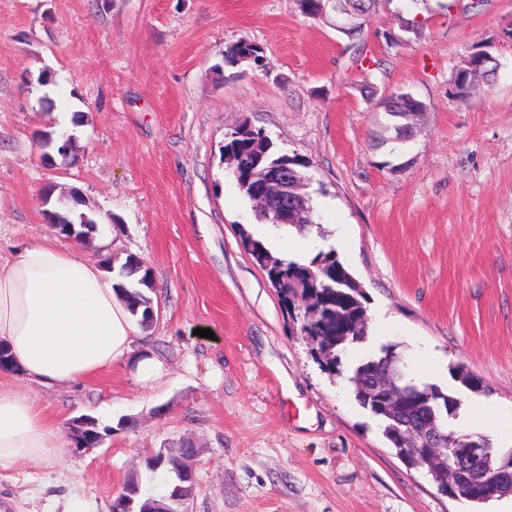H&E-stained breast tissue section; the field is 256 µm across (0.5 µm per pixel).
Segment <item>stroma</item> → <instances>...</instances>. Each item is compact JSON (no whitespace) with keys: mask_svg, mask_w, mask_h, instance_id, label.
Returning <instances> with one entry per match:
<instances>
[{"mask_svg":"<svg viewBox=\"0 0 512 512\" xmlns=\"http://www.w3.org/2000/svg\"><path fill=\"white\" fill-rule=\"evenodd\" d=\"M343 20L334 0L317 18L298 0H0V262L49 234L44 184L78 189L98 221L85 256L150 270L158 315L133 352L164 366L150 382L122 364L62 389L11 379L59 423L90 415L115 430L0 477V512H64L71 497L109 512L139 455L187 439L186 512H471L312 360L241 242L240 229L267 227L222 146L247 121L305 163L321 232L298 261L335 247L346 223L337 256L365 291L369 336L343 367L392 343L413 374L431 347V383L490 403L503 426L491 442L512 448V0H381L357 41ZM241 41L261 47L262 67L225 66ZM482 45L497 72L459 96L456 74ZM393 91L425 107L395 153L376 104ZM44 132L76 137L72 165L46 158Z\"/></svg>","mask_w":512,"mask_h":512,"instance_id":"1","label":"stroma"}]
</instances>
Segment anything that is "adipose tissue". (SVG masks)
Returning <instances> with one entry per match:
<instances>
[{"instance_id": "ef3b65f1", "label": "adipose tissue", "mask_w": 512, "mask_h": 512, "mask_svg": "<svg viewBox=\"0 0 512 512\" xmlns=\"http://www.w3.org/2000/svg\"><path fill=\"white\" fill-rule=\"evenodd\" d=\"M115 285L81 243H27L0 267V346L12 365L44 388L87 384L128 362L141 380H154L163 366L151 356L132 359L138 330ZM66 441L33 397L0 385V473L49 459Z\"/></svg>"}]
</instances>
